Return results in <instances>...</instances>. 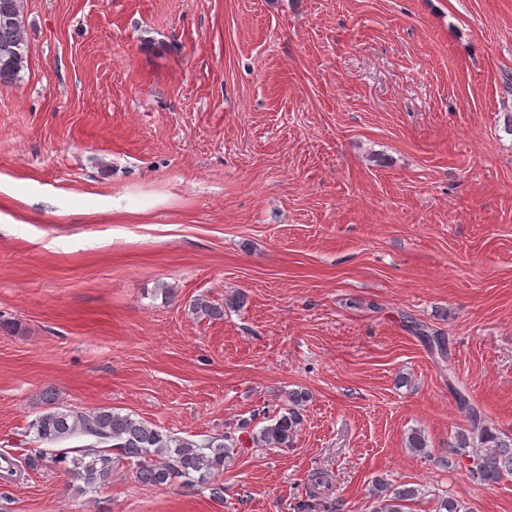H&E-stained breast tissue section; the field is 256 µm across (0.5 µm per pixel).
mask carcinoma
I'll return each mask as SVG.
<instances>
[{
    "instance_id": "cac0c4a2",
    "label": "carcinoma",
    "mask_w": 512,
    "mask_h": 512,
    "mask_svg": "<svg viewBox=\"0 0 512 512\" xmlns=\"http://www.w3.org/2000/svg\"><path fill=\"white\" fill-rule=\"evenodd\" d=\"M27 40L23 0H0V87H8L26 67ZM191 314L200 319L224 315V306L198 298ZM308 394L293 391L288 403L268 424L252 434L256 447L282 448L291 445L302 424L300 408ZM470 427L456 436L454 453L468 458L467 470L486 484H496L512 475V440L501 436L469 407ZM35 441L42 447L26 457L35 470L46 465L58 468L76 481L79 492L97 491L112 477L120 464L134 466V477L155 487L180 481L188 487L210 490L215 499L224 497V487L215 475L241 453L239 438L224 435L197 439L179 436L151 426L115 407L103 406L90 411H76L61 406L50 397L44 410L29 424ZM406 448L415 454L427 452L425 435L412 431ZM422 490L414 486L401 488L378 480L372 486L370 512H406L407 503L418 498ZM435 512H474L450 495H439Z\"/></svg>"
}]
</instances>
